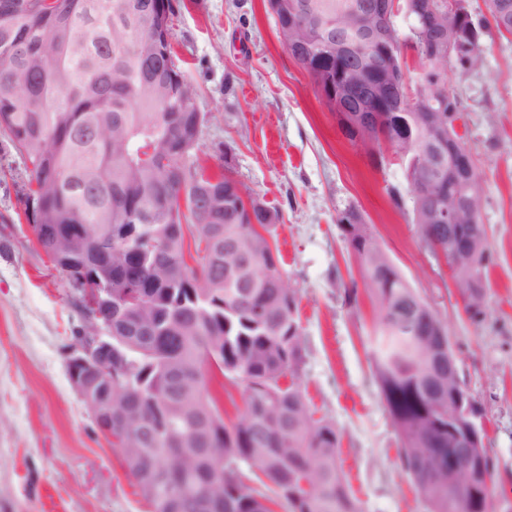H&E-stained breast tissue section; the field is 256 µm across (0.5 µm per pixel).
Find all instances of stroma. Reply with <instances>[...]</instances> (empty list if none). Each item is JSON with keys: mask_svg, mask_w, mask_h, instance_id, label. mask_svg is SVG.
Segmentation results:
<instances>
[{"mask_svg": "<svg viewBox=\"0 0 512 512\" xmlns=\"http://www.w3.org/2000/svg\"><path fill=\"white\" fill-rule=\"evenodd\" d=\"M174 3V60L203 115L191 159L210 173L232 166L280 213L269 238L298 301L302 388L315 417L340 433V462L362 512H427V504L400 466V438L370 368L377 311L336 223L351 206L445 325L486 422L492 512H512V37L486 40L479 69L450 74L495 258L486 313L474 320L447 260L413 224L410 200L396 207L388 197L407 188L404 163L390 154L376 165L346 138L284 48L267 0ZM30 169L0 136V512H149L70 380L82 320L26 219Z\"/></svg>", "mask_w": 512, "mask_h": 512, "instance_id": "35a3bbf8", "label": "stroma"}]
</instances>
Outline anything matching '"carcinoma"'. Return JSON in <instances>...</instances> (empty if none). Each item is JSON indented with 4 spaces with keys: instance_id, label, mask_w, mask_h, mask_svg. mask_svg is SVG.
<instances>
[{
    "instance_id": "carcinoma-1",
    "label": "carcinoma",
    "mask_w": 512,
    "mask_h": 512,
    "mask_svg": "<svg viewBox=\"0 0 512 512\" xmlns=\"http://www.w3.org/2000/svg\"><path fill=\"white\" fill-rule=\"evenodd\" d=\"M149 0H0V134L31 165L26 217L46 253L65 250L50 240L36 217L82 228L93 249H106L112 265L135 250L141 260L130 271L166 279L144 288L132 304L141 332L112 336V366L125 372L112 383L85 390L94 411H112V437L130 477L151 512H361L339 462L336 424L314 418L300 384L302 327L295 291L284 281L280 256L258 231L242 197L253 193L233 173L204 181L222 196L209 224L191 223L192 199L202 178L187 163L195 113L185 112L159 82L142 88L151 73L138 57L152 32L140 16ZM360 0H293L297 27L288 40L297 57L304 48H327L326 35L341 34L348 9ZM489 19L473 10L459 15L452 0H435L437 24L452 25L451 51L433 45L434 33L414 44L388 28L392 69L401 75L403 49L410 46L422 71L427 105L443 108L453 125L464 111L448 71L482 65L491 31L512 34L500 23L503 5L484 0ZM387 121L367 139L338 123L374 159L382 149L405 162L407 189L417 224L431 250L448 252L425 206L415 195L425 178L437 203L448 209L465 200L459 228L471 239L452 262L472 270L454 281L466 313L485 314L486 274L494 263L482 224L481 181L470 182L448 142L410 110L385 104ZM185 192L186 210L179 193ZM151 220L148 239H128L122 229L136 211ZM348 252L378 310L370 360L385 407L400 437L402 469L424 496L430 512H480L485 473L472 484L448 487V462L455 457L448 421L457 380L436 351L437 314L400 274L355 207L337 218ZM186 231H174L176 225ZM195 245L188 263L185 234ZM102 291L91 279L73 289L85 324L91 327L87 295ZM245 384L240 418L224 423L210 394L211 370ZM259 482L263 493L254 487Z\"/></svg>"
}]
</instances>
